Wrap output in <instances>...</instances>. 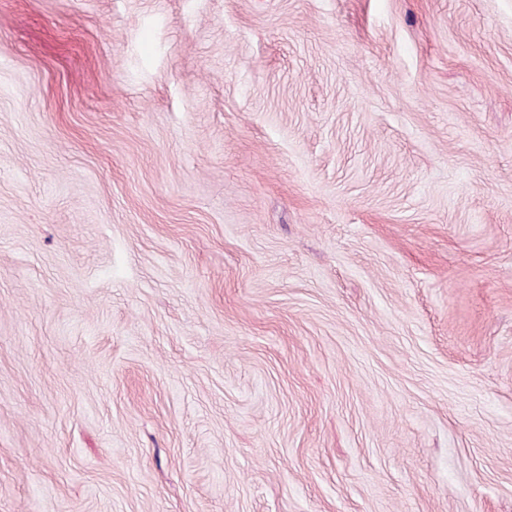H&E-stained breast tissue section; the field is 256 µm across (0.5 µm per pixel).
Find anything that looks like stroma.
Wrapping results in <instances>:
<instances>
[{"instance_id": "obj_1", "label": "stroma", "mask_w": 512, "mask_h": 512, "mask_svg": "<svg viewBox=\"0 0 512 512\" xmlns=\"http://www.w3.org/2000/svg\"><path fill=\"white\" fill-rule=\"evenodd\" d=\"M0 512H512V0H0Z\"/></svg>"}]
</instances>
